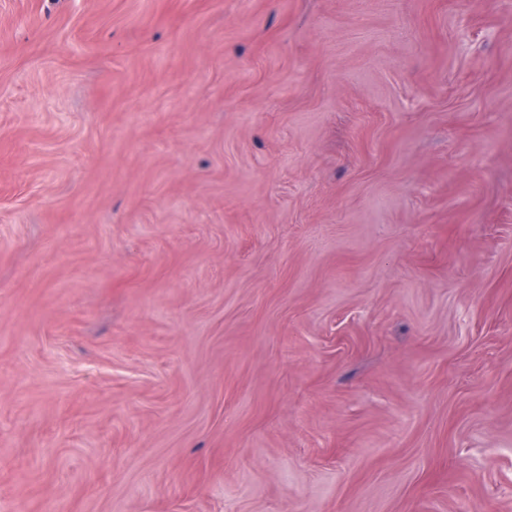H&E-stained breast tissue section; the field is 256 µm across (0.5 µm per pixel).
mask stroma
Segmentation results:
<instances>
[{
  "label": "stroma",
  "instance_id": "obj_1",
  "mask_svg": "<svg viewBox=\"0 0 512 512\" xmlns=\"http://www.w3.org/2000/svg\"><path fill=\"white\" fill-rule=\"evenodd\" d=\"M0 512H512V0H0Z\"/></svg>",
  "mask_w": 512,
  "mask_h": 512
}]
</instances>
